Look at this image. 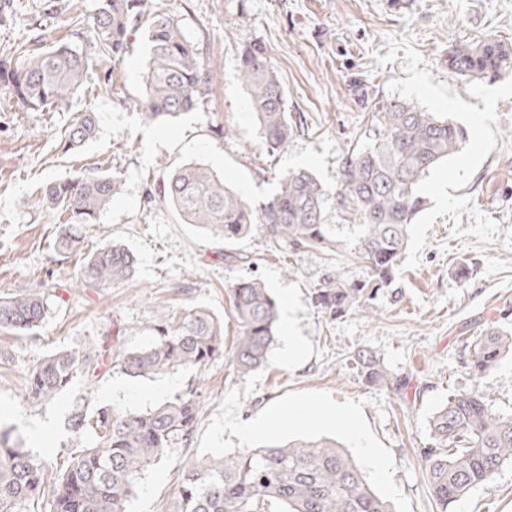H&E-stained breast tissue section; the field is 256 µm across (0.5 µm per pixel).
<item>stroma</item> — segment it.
<instances>
[{
    "label": "stroma",
    "instance_id": "obj_1",
    "mask_svg": "<svg viewBox=\"0 0 512 512\" xmlns=\"http://www.w3.org/2000/svg\"><path fill=\"white\" fill-rule=\"evenodd\" d=\"M173 9L185 37L213 71L192 112L145 122V30L129 39L123 60L90 69L83 88L43 112H20L0 95V296L47 283L48 313L35 330L0 331V423L14 427L33 454L66 462L72 439L67 420L75 406L109 405L136 413L201 387V420L189 441L173 444L140 475L128 512H167L185 467L201 456L239 451L237 424L258 416L277 424L259 444L331 436L361 463L369 486L394 512H435L423 451L431 447L428 419L449 394L479 390L496 412L512 415V356L482 378L466 366L467 345L489 323L512 324V75L465 81L446 65L452 44L488 33L512 42V0H158ZM99 0H0V58L30 38L94 55L87 24ZM263 43L283 85L295 131L279 152L267 153L239 76L244 42ZM401 98L464 125L462 152L422 181L428 203L416 218L399 275L375 307L328 319L312 291L329 272L349 284L366 282L368 264L352 243L337 252H270L261 230L241 241L236 257L210 232L181 223L158 199L175 167L198 163L216 171L260 209L281 174L311 170L329 192L331 224H353L337 209L339 169L364 132L379 98ZM98 119L96 137L75 153L60 143L78 113ZM98 168L119 176L123 188L97 224L85 231L95 251L111 241L137 258L128 282L72 288L81 256L53 248L60 219L27 208L26 197L60 178ZM467 263V278L456 275ZM263 280L277 301L292 297L294 329L306 342L296 364L283 358L277 336L267 368L237 377L232 351L237 324L227 288L237 279ZM176 317L201 306L224 324V353L202 371L174 370L132 378L119 367L77 375L58 398L39 406L25 399V378L39 357L65 349L95 354L135 350L152 342L162 307ZM373 352L406 379L401 393L364 383L361 352ZM357 408L370 442L386 460L382 484L347 434V423L291 428L295 405L320 413L321 402ZM452 512H512V464L476 486Z\"/></svg>",
    "mask_w": 512,
    "mask_h": 512
}]
</instances>
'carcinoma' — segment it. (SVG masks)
Masks as SVG:
<instances>
[{
    "label": "carcinoma",
    "instance_id": "cac0c4a2",
    "mask_svg": "<svg viewBox=\"0 0 512 512\" xmlns=\"http://www.w3.org/2000/svg\"><path fill=\"white\" fill-rule=\"evenodd\" d=\"M145 24L148 59L145 98L149 121L175 118L197 108L212 79L199 49L183 34L169 9L148 7V0H100L90 29L97 45L91 58L68 42L35 52L23 43L9 60H0V90L20 104L22 112L57 106L83 85L97 62L121 60L131 33ZM448 72L464 80L496 81L512 72V46L493 35L454 44L448 50ZM240 77L256 115L264 148L281 150L294 128L286 95L275 67L258 43L245 45ZM373 139L347 155L340 169L336 208L352 210L360 223L349 224L357 253L370 266L366 283L347 284L340 275L325 277L312 294L317 309L330 318L350 311L374 313L378 292L396 278L411 225L426 205L420 191L430 170L456 156L468 130L400 98L374 103ZM97 119L92 112L76 116L68 127L65 150L92 140ZM122 191L120 177L81 171L47 187L26 201L66 217L54 249L71 254L81 249L79 227L95 224ZM159 201L185 224H198L234 247L261 227L271 251L333 250L342 240L336 225L326 222V191L312 171L283 173L279 188L255 212L209 168L184 165L159 191ZM136 255L110 242L84 257L75 284L105 287L134 275ZM238 325L233 368L239 377L268 365L278 331L277 302L258 278L229 287ZM48 310L39 288L0 297V330L26 332L38 327ZM156 336L146 347L123 351L119 363L126 375L153 377L176 369L199 371L224 354V325L203 307L180 321L161 313ZM466 365L480 378L512 354V330L490 324L469 343ZM361 376L370 386L400 392L403 379L391 375L376 358L358 356ZM99 364L81 350H64L29 367L26 399L32 405L52 400L80 372L96 373ZM197 393L165 401L140 413L103 406L89 413L75 409L68 421L74 451L57 470L36 457L11 431L0 428V512H126L137 479L167 449L189 437L200 418ZM436 447L424 451L426 478L436 512H448L471 490L491 481L512 462V416L493 411L485 397L454 393L429 419ZM169 512H391L367 484L359 468L335 439L297 440L249 448L189 464L181 491Z\"/></svg>",
    "mask_w": 512,
    "mask_h": 512
}]
</instances>
